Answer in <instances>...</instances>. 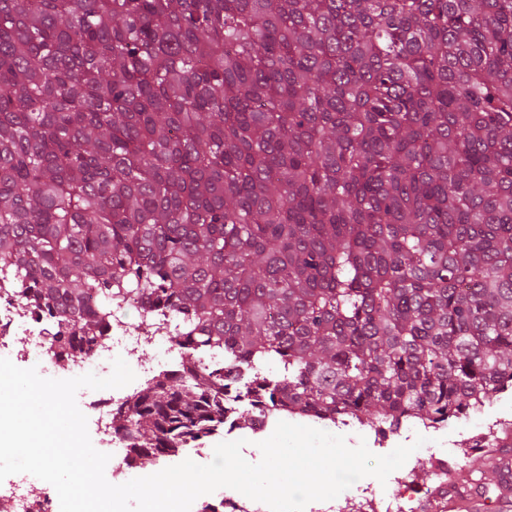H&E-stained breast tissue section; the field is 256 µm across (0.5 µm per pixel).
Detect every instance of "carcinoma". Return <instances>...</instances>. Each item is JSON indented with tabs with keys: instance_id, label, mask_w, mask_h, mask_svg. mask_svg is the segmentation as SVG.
<instances>
[{
	"instance_id": "carcinoma-1",
	"label": "carcinoma",
	"mask_w": 512,
	"mask_h": 512,
	"mask_svg": "<svg viewBox=\"0 0 512 512\" xmlns=\"http://www.w3.org/2000/svg\"><path fill=\"white\" fill-rule=\"evenodd\" d=\"M0 274L224 365L127 397L143 461L252 409L442 423L512 388V0H0Z\"/></svg>"
}]
</instances>
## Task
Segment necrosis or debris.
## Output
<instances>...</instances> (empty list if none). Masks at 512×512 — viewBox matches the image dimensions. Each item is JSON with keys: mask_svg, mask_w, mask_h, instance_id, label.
<instances>
[{"mask_svg": "<svg viewBox=\"0 0 512 512\" xmlns=\"http://www.w3.org/2000/svg\"><path fill=\"white\" fill-rule=\"evenodd\" d=\"M57 315L30 303L27 296L15 285L0 280V352L12 354L16 366L27 367L31 361H39L48 377L68 379L80 376L91 367L108 368L114 358L122 357L132 362L135 383L143 387L164 375H187L200 368L223 365L224 354L206 350L187 355L172 339L174 320L165 310L142 309L137 321H128L124 306L112 309V319L104 329L102 339L87 354L63 358L57 353L52 341L60 330ZM25 334L29 341L25 348L14 349L13 338ZM157 353L155 362L144 363L145 351ZM122 401L120 393L99 392L85 403V415L95 427L100 444L113 447L112 461L130 473L131 477H143L171 466L169 456L160 454L148 462L130 459L127 443L112 431V411ZM286 421L335 432L337 423L310 413H300L285 407H269L255 414L251 426L253 437H261L278 422ZM434 474L440 478L433 489L415 488L405 476L395 477L392 491L378 495L372 487L362 488L360 493L336 504L335 512H445L448 505L447 452H435L430 456ZM0 497L6 498L12 512H60L55 489L26 474H14L0 482Z\"/></svg>", "mask_w": 512, "mask_h": 512, "instance_id": "necrosis-or-debris-1", "label": "necrosis or debris"}]
</instances>
